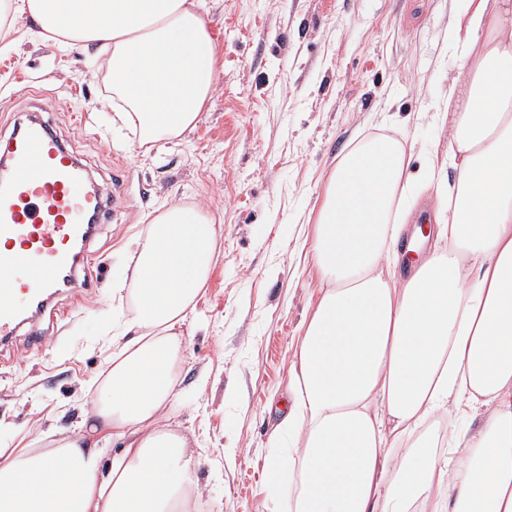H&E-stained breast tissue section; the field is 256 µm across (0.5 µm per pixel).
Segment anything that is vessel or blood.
<instances>
[{
	"label": "vessel or blood",
	"instance_id": "b4317fda",
	"mask_svg": "<svg viewBox=\"0 0 512 512\" xmlns=\"http://www.w3.org/2000/svg\"><path fill=\"white\" fill-rule=\"evenodd\" d=\"M103 215L98 182L41 118L16 126L0 154V349L38 326L61 289L90 288L80 279L89 241Z\"/></svg>",
	"mask_w": 512,
	"mask_h": 512
}]
</instances>
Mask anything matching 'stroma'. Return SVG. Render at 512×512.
<instances>
[{
  "instance_id": "obj_1",
  "label": "stroma",
  "mask_w": 512,
  "mask_h": 512,
  "mask_svg": "<svg viewBox=\"0 0 512 512\" xmlns=\"http://www.w3.org/2000/svg\"><path fill=\"white\" fill-rule=\"evenodd\" d=\"M218 42L217 89L195 128L140 148L113 125L93 50L25 37L0 43V147L37 112L103 188L126 172L88 242L105 286L60 296L47 344L0 356V443L70 430L93 396L134 304L131 236L164 201L203 207L216 259L182 325L185 350L163 424L189 437L200 496L191 512H274L291 437L270 448L298 340L322 291L312 262L325 178L357 144L405 139L417 202L446 199L448 128L437 118L459 50L453 0H203Z\"/></svg>"
}]
</instances>
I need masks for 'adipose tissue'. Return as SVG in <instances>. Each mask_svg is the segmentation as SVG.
<instances>
[{"label": "adipose tissue", "instance_id": "ef3b65f1", "mask_svg": "<svg viewBox=\"0 0 512 512\" xmlns=\"http://www.w3.org/2000/svg\"><path fill=\"white\" fill-rule=\"evenodd\" d=\"M449 79L456 182L434 245L400 248L402 141L344 155L328 176L313 257L326 287L303 327L296 396L275 427L301 472L277 512H512V0H455ZM29 18L43 42L96 46L117 118L151 146L193 129L216 89L219 49L202 0H0V36ZM201 210L163 205L135 240L136 304L76 430L0 448V512H189L199 495L189 440L159 427L184 351L181 327L216 257ZM486 415L448 452L403 440L449 399ZM123 448L104 463L100 444ZM488 465H480L482 450Z\"/></svg>", "mask_w": 512, "mask_h": 512}]
</instances>
